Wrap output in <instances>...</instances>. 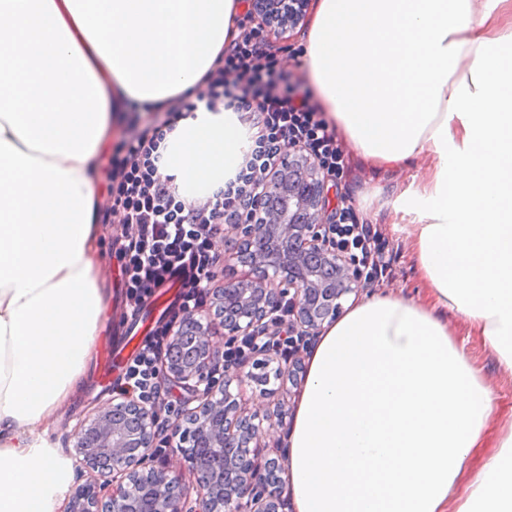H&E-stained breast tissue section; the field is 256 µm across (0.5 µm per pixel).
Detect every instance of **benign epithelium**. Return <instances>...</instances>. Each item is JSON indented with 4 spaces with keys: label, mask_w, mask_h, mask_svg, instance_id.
<instances>
[{
    "label": "benign epithelium",
    "mask_w": 512,
    "mask_h": 512,
    "mask_svg": "<svg viewBox=\"0 0 512 512\" xmlns=\"http://www.w3.org/2000/svg\"><path fill=\"white\" fill-rule=\"evenodd\" d=\"M253 4V16L262 24L268 12L288 8V0ZM328 200L325 170L318 161L301 157L294 147L283 150L265 182L257 215L234 225L241 238L238 262L266 274L226 281L215 289L217 314L198 311L185 317L173 340L176 345L181 334H191L196 354L180 362L163 361L167 379L192 393L172 431L184 467L197 475L198 505L186 507L175 493L179 475L154 459L156 404L129 399L75 430V467L111 477L112 494L103 502L94 488H82L66 512H128L145 486L155 492L153 512H279L281 466L275 458L260 464L262 421L272 415L245 413L231 392V385L240 388L252 379L245 364L224 366V380L215 378L224 357L211 337L218 327L230 343L252 332L269 333L285 297L292 305L290 334L313 337L340 314L343 296L364 288L358 265L332 238L325 219ZM132 440L142 449L134 459L126 451Z\"/></svg>",
    "instance_id": "benign-epithelium-1"
}]
</instances>
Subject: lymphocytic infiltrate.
<instances>
[{"instance_id":"obj_1","label":"lymphocytic infiltrate","mask_w":512,"mask_h":512,"mask_svg":"<svg viewBox=\"0 0 512 512\" xmlns=\"http://www.w3.org/2000/svg\"><path fill=\"white\" fill-rule=\"evenodd\" d=\"M287 27L280 21L263 30L237 19L236 37L215 57L196 98L176 108L130 105L131 136L116 142L98 165L107 194L98 221L129 228L117 243L127 315L136 316L157 288L172 282L179 288L169 320L151 330L126 367L125 392L158 397L154 379L169 352L175 322L200 309L212 294L220 262L215 242L223 226L241 223L253 212L284 148L299 147L338 178L349 169V155L320 104L282 69L274 40ZM201 104L211 112H233L247 138L235 173L211 195L189 203L175 176L161 174L158 163L167 133ZM333 230L338 248L356 258L367 277L384 274L388 262L377 238L370 225L357 222L353 207L336 210Z\"/></svg>"}]
</instances>
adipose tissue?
I'll return each instance as SVG.
<instances>
[{"instance_id": "1", "label": "adipose tissue", "mask_w": 512, "mask_h": 512, "mask_svg": "<svg viewBox=\"0 0 512 512\" xmlns=\"http://www.w3.org/2000/svg\"><path fill=\"white\" fill-rule=\"evenodd\" d=\"M240 0H0V512H56L72 477L37 437L85 380L112 291L95 173L123 104L195 94ZM303 66L365 159L433 164L394 202L423 299L381 291L324 324L283 474L294 512H512V422L471 454L496 393L464 318L512 377V0H319ZM233 113L198 108L159 171L193 199L240 162Z\"/></svg>"}]
</instances>
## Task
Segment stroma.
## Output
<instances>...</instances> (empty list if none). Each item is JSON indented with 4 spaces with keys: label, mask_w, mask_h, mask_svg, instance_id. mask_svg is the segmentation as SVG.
<instances>
[{
    "label": "stroma",
    "mask_w": 512,
    "mask_h": 512,
    "mask_svg": "<svg viewBox=\"0 0 512 512\" xmlns=\"http://www.w3.org/2000/svg\"><path fill=\"white\" fill-rule=\"evenodd\" d=\"M350 169L339 180L340 193L349 195L355 201L359 223L371 225L379 245L390 259V265L382 276L369 281L365 291L380 290L397 295L422 297L425 285L421 280L413 259L410 239L406 232L398 230L402 218L396 215L393 201L409 186L414 174L425 172L430 160L416 156L394 172H384L363 159L358 153L350 155ZM120 224L103 227L100 246L105 254V278L112 290V302L104 313L103 328L97 338L96 357L82 387L71 401L53 416L46 438L66 459H74L76 450L72 433L85 420L98 414L100 406L124 399L115 382L122 365L133 359L139 352L149 328L165 316V306L174 298V289H160V304L149 305L145 310L143 329H134L124 317L125 290L120 277V260L112 246L115 238L121 237ZM469 348L482 367L487 382L497 394L493 417L496 423L512 420V380L506 379L496 368L488 354L478 343ZM255 381L244 386L241 403L247 412L280 408L282 421L265 426L263 442L265 456H286L288 448L285 437L293 423L297 388L286 378L274 375L273 368L254 367Z\"/></svg>",
    "instance_id": "obj_1"
}]
</instances>
